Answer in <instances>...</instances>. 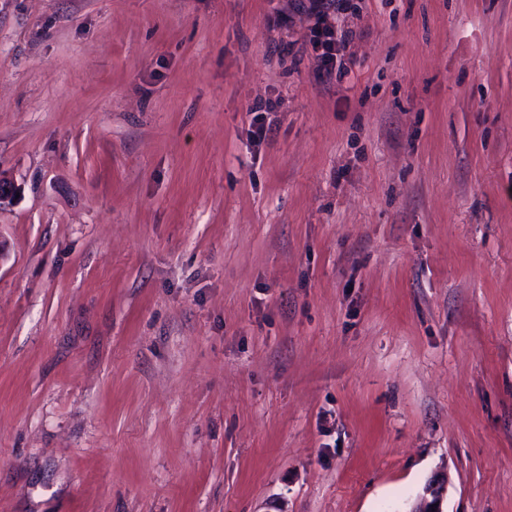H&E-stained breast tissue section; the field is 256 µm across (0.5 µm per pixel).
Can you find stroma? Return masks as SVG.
I'll list each match as a JSON object with an SVG mask.
<instances>
[{"mask_svg":"<svg viewBox=\"0 0 512 512\" xmlns=\"http://www.w3.org/2000/svg\"><path fill=\"white\" fill-rule=\"evenodd\" d=\"M311 25L0 0V512H512V0ZM313 20L310 44L315 53L317 70L329 80L339 82L349 74L344 57L349 41L345 34L336 38V29L328 19L331 12L346 10L345 0H290ZM446 493L447 484L443 480H431L411 512H444L442 503Z\"/></svg>","mask_w":512,"mask_h":512,"instance_id":"35a3bbf8","label":"stroma"}]
</instances>
